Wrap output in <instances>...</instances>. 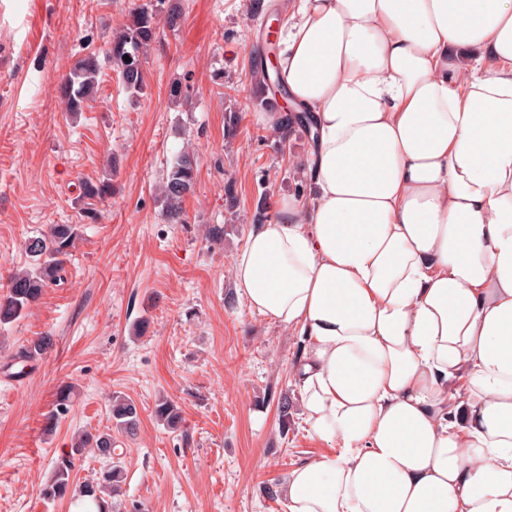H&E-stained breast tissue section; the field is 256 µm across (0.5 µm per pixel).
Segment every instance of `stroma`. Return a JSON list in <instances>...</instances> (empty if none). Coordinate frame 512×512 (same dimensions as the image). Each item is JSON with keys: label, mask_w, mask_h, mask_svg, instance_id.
I'll use <instances>...</instances> for the list:
<instances>
[{"label": "stroma", "mask_w": 512, "mask_h": 512, "mask_svg": "<svg viewBox=\"0 0 512 512\" xmlns=\"http://www.w3.org/2000/svg\"><path fill=\"white\" fill-rule=\"evenodd\" d=\"M153 2L0 0V285L25 265L28 238L81 227L64 281L0 327V512H71L43 488L85 429L112 434L126 474L121 512H285L264 486L280 488L298 461L330 450L301 412L281 424L279 396L300 400L290 367L301 338L251 310L232 273L258 201L271 210L307 190L309 135L282 144L257 120L250 68L267 17L253 0H180L177 26L160 24L142 56L145 86L133 95L109 56L112 34ZM89 55L97 84L74 116L50 79ZM184 150L196 184L184 223L171 224L157 187ZM107 177L111 198L88 202L84 185ZM215 226L223 238H210ZM42 336L46 352L19 362ZM64 383L73 396L62 411ZM115 392L138 408L135 433L113 428ZM163 397L181 409L178 430L155 421Z\"/></svg>", "instance_id": "obj_1"}]
</instances>
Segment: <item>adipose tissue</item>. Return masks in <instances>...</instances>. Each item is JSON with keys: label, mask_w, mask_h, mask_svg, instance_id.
I'll list each match as a JSON object with an SVG mask.
<instances>
[{"label": "adipose tissue", "mask_w": 512, "mask_h": 512, "mask_svg": "<svg viewBox=\"0 0 512 512\" xmlns=\"http://www.w3.org/2000/svg\"><path fill=\"white\" fill-rule=\"evenodd\" d=\"M309 194L250 227L249 307L302 338L331 453L286 512H512V0H282Z\"/></svg>", "instance_id": "obj_1"}]
</instances>
